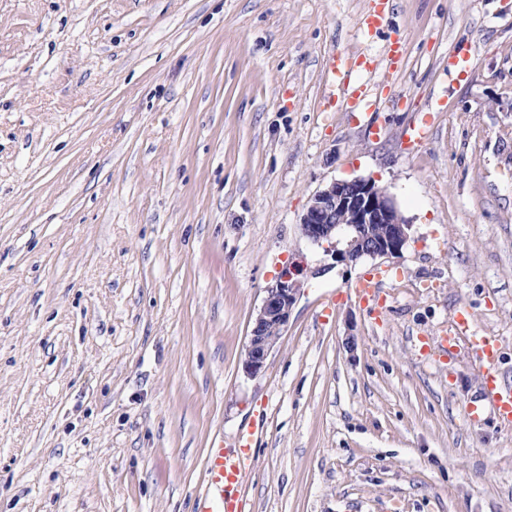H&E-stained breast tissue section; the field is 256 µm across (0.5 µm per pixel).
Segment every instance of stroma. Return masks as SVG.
Returning <instances> with one entry per match:
<instances>
[{
    "label": "stroma",
    "mask_w": 512,
    "mask_h": 512,
    "mask_svg": "<svg viewBox=\"0 0 512 512\" xmlns=\"http://www.w3.org/2000/svg\"><path fill=\"white\" fill-rule=\"evenodd\" d=\"M371 6L0 0V512H192L251 427L252 512H512V430L420 343L467 311L512 383V0H392L370 33ZM335 52L375 111L331 94ZM357 176L411 224L379 314L299 230ZM299 288L289 275L265 288L247 345L244 368L248 375L255 376L265 368L269 354L288 325Z\"/></svg>",
    "instance_id": "stroma-1"
}]
</instances>
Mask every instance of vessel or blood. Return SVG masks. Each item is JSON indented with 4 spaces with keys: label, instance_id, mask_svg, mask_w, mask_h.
<instances>
[{
    "label": "vessel or blood",
    "instance_id": "vessel-or-blood-1",
    "mask_svg": "<svg viewBox=\"0 0 512 512\" xmlns=\"http://www.w3.org/2000/svg\"><path fill=\"white\" fill-rule=\"evenodd\" d=\"M391 274L374 268L349 288L354 296L371 309L382 306L381 287ZM466 349L471 362L478 368L484 399L469 404L466 416L471 423H480L484 408H491L504 427L512 428V387L502 385L496 371L498 346L493 337L472 331L464 313L453 315L447 332L440 336L438 349L442 356L454 358L459 349ZM254 429L240 431L232 448H212L208 451L206 479L203 491L196 497L193 512H247V502L241 490L253 458Z\"/></svg>",
    "mask_w": 512,
    "mask_h": 512
}]
</instances>
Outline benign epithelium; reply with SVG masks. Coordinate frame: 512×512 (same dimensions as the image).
<instances>
[{
    "mask_svg": "<svg viewBox=\"0 0 512 512\" xmlns=\"http://www.w3.org/2000/svg\"><path fill=\"white\" fill-rule=\"evenodd\" d=\"M304 238L314 245L342 238L336 261L355 266L365 260L389 259L408 246L411 224L388 189L372 177L332 180L310 198L300 218ZM300 285L288 276L265 288L247 345L244 368L259 374L288 325Z\"/></svg>",
    "mask_w": 512,
    "mask_h": 512,
    "instance_id": "benign-epithelium-1",
    "label": "benign epithelium"
}]
</instances>
